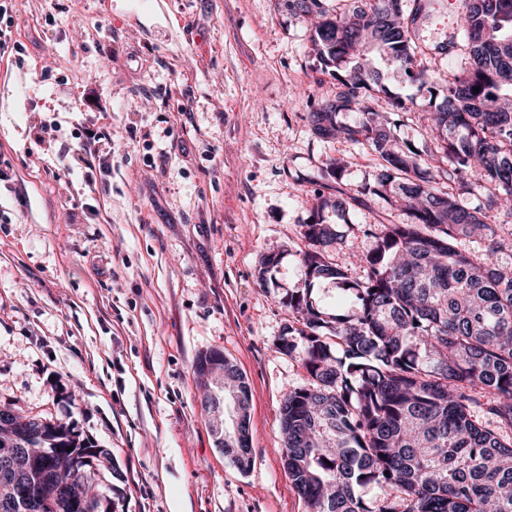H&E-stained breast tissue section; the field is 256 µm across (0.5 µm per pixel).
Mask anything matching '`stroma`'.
<instances>
[{
  "instance_id": "stroma-1",
  "label": "stroma",
  "mask_w": 512,
  "mask_h": 512,
  "mask_svg": "<svg viewBox=\"0 0 512 512\" xmlns=\"http://www.w3.org/2000/svg\"><path fill=\"white\" fill-rule=\"evenodd\" d=\"M13 16L27 51L0 80V404L111 452V470L87 474L98 512H308L283 468L281 408L310 377L278 345L303 226L317 196L345 198L326 218L343 234L330 259L350 265L368 227L398 217L356 191L378 167L369 150L310 131L336 86L305 22L283 0H15ZM459 28L458 4L435 0L416 39L429 53ZM383 72L414 103L392 135L424 148L427 85ZM90 81L111 111L80 110L71 90ZM47 120L53 146L35 135ZM80 126L112 133L92 188L68 168ZM337 157L341 179L319 181ZM213 349L248 386L245 470L203 408L196 364Z\"/></svg>"
}]
</instances>
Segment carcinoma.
Returning a JSON list of instances; mask_svg holds the SVG:
<instances>
[{
  "label": "carcinoma",
  "mask_w": 512,
  "mask_h": 512,
  "mask_svg": "<svg viewBox=\"0 0 512 512\" xmlns=\"http://www.w3.org/2000/svg\"><path fill=\"white\" fill-rule=\"evenodd\" d=\"M388 2L286 0L339 86L307 113L312 132L368 147L379 171L361 193L402 219L352 254L360 279L326 254L340 231L324 211L342 202L317 198L303 225L304 288L286 298L299 326L280 346L311 382L282 407L284 468L309 512H512V266L500 257L512 250V0H462L458 34L435 47L463 43L466 67L452 74L425 66L412 37L424 0L407 15ZM377 59L440 98L423 125L425 158L370 105L383 94L411 110ZM324 281L351 311L317 305ZM111 460L67 426L0 404V512H29L30 494L49 512H88L84 469ZM366 486L377 489L368 502L357 495Z\"/></svg>",
  "instance_id": "1"
}]
</instances>
